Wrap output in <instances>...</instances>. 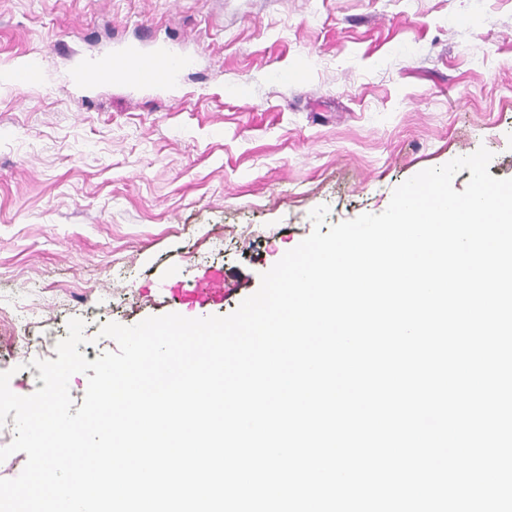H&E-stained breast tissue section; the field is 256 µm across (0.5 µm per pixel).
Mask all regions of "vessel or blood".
<instances>
[{
	"label": "vessel or blood",
	"mask_w": 512,
	"mask_h": 512,
	"mask_svg": "<svg viewBox=\"0 0 512 512\" xmlns=\"http://www.w3.org/2000/svg\"><path fill=\"white\" fill-rule=\"evenodd\" d=\"M191 63L190 57L173 48L146 53L131 45L73 65L64 83L72 88L114 80L132 88L169 86Z\"/></svg>",
	"instance_id": "b4317fda"
}]
</instances>
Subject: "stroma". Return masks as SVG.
Listing matches in <instances>:
<instances>
[{"label": "stroma", "instance_id": "obj_1", "mask_svg": "<svg viewBox=\"0 0 512 512\" xmlns=\"http://www.w3.org/2000/svg\"><path fill=\"white\" fill-rule=\"evenodd\" d=\"M128 43L195 64L64 88ZM33 58L42 82L6 79ZM482 147L512 179V0H0V372L42 388L31 362L73 318L93 361L117 348L103 324L228 315L314 208L382 213Z\"/></svg>", "mask_w": 512, "mask_h": 512}]
</instances>
